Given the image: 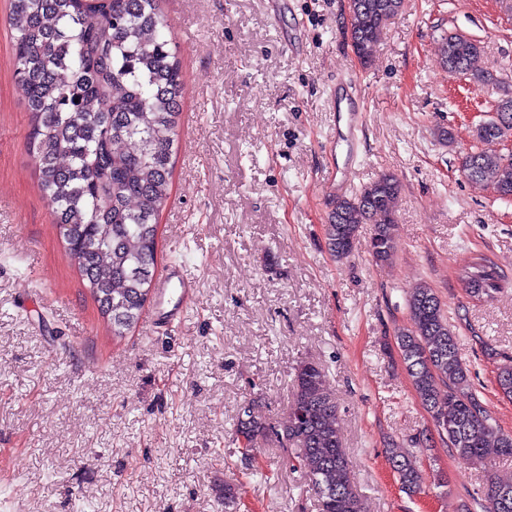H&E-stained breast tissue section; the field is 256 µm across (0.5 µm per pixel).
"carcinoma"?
<instances>
[{"instance_id":"1","label":"carcinoma","mask_w":512,"mask_h":512,"mask_svg":"<svg viewBox=\"0 0 512 512\" xmlns=\"http://www.w3.org/2000/svg\"><path fill=\"white\" fill-rule=\"evenodd\" d=\"M403 0H349L350 40L361 64L370 63L384 24ZM15 80L31 114L28 146L38 164L43 198L66 250L117 336L136 323L151 291L158 219L170 199L173 146L185 94L182 67L172 47L171 23L160 0H10ZM482 51L461 34L441 40L448 71L467 74ZM512 130V97L498 101L490 124L475 129L479 141ZM463 175L488 182L512 197V161L474 150ZM400 183L383 173L358 194L337 202L325 224L330 252L342 260L371 225L366 247L375 263L393 258ZM469 292L489 297L500 275L486 257L460 273ZM411 326L397 348L412 387L433 419L448 417L441 440L467 465L512 458V433L492 422L461 360L443 304L425 283L409 292ZM287 414L271 421L240 408L235 435L250 441L282 437L297 445L322 512H365L343 447L336 401L323 368L299 363ZM388 460L401 489L421 491L424 476L413 455L396 446ZM509 494L512 483L492 481L481 512Z\"/></svg>"}]
</instances>
